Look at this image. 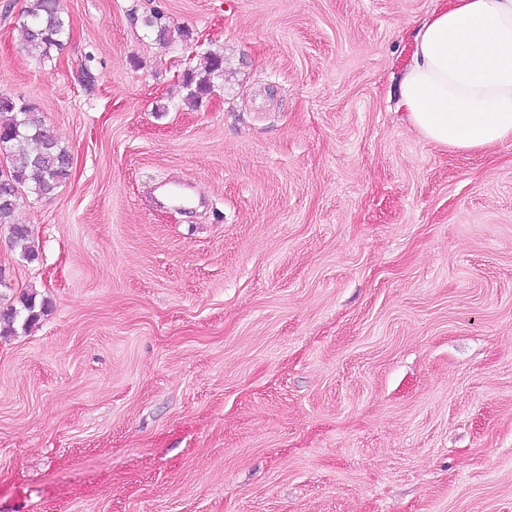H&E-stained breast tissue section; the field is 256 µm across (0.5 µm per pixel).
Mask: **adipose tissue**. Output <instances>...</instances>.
Instances as JSON below:
<instances>
[{"label": "adipose tissue", "instance_id": "ef3b65f1", "mask_svg": "<svg viewBox=\"0 0 512 512\" xmlns=\"http://www.w3.org/2000/svg\"><path fill=\"white\" fill-rule=\"evenodd\" d=\"M399 90L407 123L438 146L512 139V0H441L414 34Z\"/></svg>", "mask_w": 512, "mask_h": 512}]
</instances>
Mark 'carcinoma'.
Returning a JSON list of instances; mask_svg holds the SVG:
<instances>
[{"mask_svg":"<svg viewBox=\"0 0 512 512\" xmlns=\"http://www.w3.org/2000/svg\"><path fill=\"white\" fill-rule=\"evenodd\" d=\"M158 20L157 14L145 19L147 27L156 29L158 39L171 41L176 35L188 36L187 31L162 25ZM15 30L23 48L31 53L36 51L45 59L52 49L63 46L70 20L60 0H28ZM223 64L221 56L210 53L205 57L202 72L190 70L184 74L187 106L195 107L211 94V76L222 72ZM0 140L6 145L5 164L0 166V227L8 229L13 242L28 244L27 257L33 260L36 251L29 246L31 229L14 220L19 200L26 189L40 198L54 197L71 176L70 154L46 126L35 106L7 95H0ZM46 306L47 301H37L34 293L22 294L19 306L0 310V334L13 330L20 318L25 326L36 322Z\"/></svg>","mask_w":512,"mask_h":512,"instance_id":"obj_1","label":"carcinoma"}]
</instances>
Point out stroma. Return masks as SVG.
Segmentation results:
<instances>
[{
    "label": "stroma",
    "mask_w": 512,
    "mask_h": 512,
    "mask_svg": "<svg viewBox=\"0 0 512 512\" xmlns=\"http://www.w3.org/2000/svg\"><path fill=\"white\" fill-rule=\"evenodd\" d=\"M24 4L73 166L0 231V512H512V140L397 107L437 0H63L45 60ZM204 59V73L188 70L184 74L183 83L187 89L185 104L188 107L197 106L203 97L211 94L214 87L211 76L223 72L224 60L220 55L209 53ZM47 301H37L35 293H23L19 298V308L13 305L0 310V335L13 330L15 322L23 319V326L36 322L46 309ZM3 325V326H2Z\"/></svg>",
    "instance_id": "obj_1"
}]
</instances>
